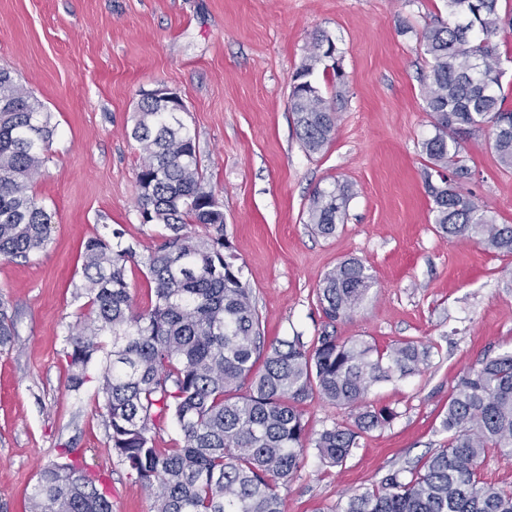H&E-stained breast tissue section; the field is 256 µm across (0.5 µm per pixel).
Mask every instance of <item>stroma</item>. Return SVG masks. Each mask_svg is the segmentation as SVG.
Listing matches in <instances>:
<instances>
[{
  "label": "stroma",
  "instance_id": "35a3bbf8",
  "mask_svg": "<svg viewBox=\"0 0 512 512\" xmlns=\"http://www.w3.org/2000/svg\"><path fill=\"white\" fill-rule=\"evenodd\" d=\"M447 17L444 0H0V67L56 127L33 186L54 214L50 242L28 262L0 260V299L17 331L0 351V512H26L40 467L65 446L104 475L112 512H153L108 450L97 380L68 391L64 347L87 310L76 294L85 241L117 231L143 256L165 233L140 221L129 135L137 101L159 83L185 95L200 167L224 204V236L267 341L312 345L327 326L316 291L354 257L374 285L335 336L429 351L415 374L371 388L369 402L393 418L363 434L343 467L306 448L279 485L285 512H337L343 495L445 444L441 422L460 378L512 348V256L438 232L423 177L434 128L418 38ZM317 32L339 48L348 87L332 141L310 154L288 100ZM463 146L471 190L496 223L512 224V171L483 134ZM336 180L354 196L324 237L307 222L309 199Z\"/></svg>",
  "mask_w": 512,
  "mask_h": 512
}]
</instances>
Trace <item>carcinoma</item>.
I'll use <instances>...</instances> for the list:
<instances>
[{"label": "carcinoma", "instance_id": "obj_1", "mask_svg": "<svg viewBox=\"0 0 512 512\" xmlns=\"http://www.w3.org/2000/svg\"><path fill=\"white\" fill-rule=\"evenodd\" d=\"M501 0H446L448 20L419 37L428 62L426 111L435 134L423 143L424 179L434 223L451 238L477 237L512 255V224H498L471 189L474 171L463 140L488 134L500 165L512 169V108L501 94L504 70L497 41L507 30ZM312 38L292 77L289 108L306 151L320 152L336 127L335 102L346 87L340 58L321 53ZM332 72V96L312 80ZM51 113L0 68V258L26 262L49 241L54 215L31 193L53 141ZM131 137L138 143L137 209L167 234L143 264L153 283L150 306L134 308L126 265L134 248L106 236L83 247L78 296L88 312L66 337V382L78 392L99 370L98 395L108 447L151 494L154 512H283L279 483L293 475L312 444L321 462L341 467L362 434L389 423L393 412L366 402L371 387L415 372L428 357L413 341L384 349L324 333L308 348L295 336L266 343L251 288L226 253L224 210L200 169L196 140L183 113L142 97ZM344 182L318 188L308 223L336 232L350 199ZM374 277L357 258L323 279L317 298L330 324L351 316ZM112 332V350L99 340ZM15 325L0 302V347ZM355 412L309 438L301 407L314 397ZM171 421L181 445L158 448ZM448 444L408 470L350 496L342 512H512V490L486 484L478 470L485 451L512 454V349L483 360L458 383L442 420ZM30 512H112L105 480L60 449L29 496Z\"/></svg>", "mask_w": 512, "mask_h": 512}]
</instances>
